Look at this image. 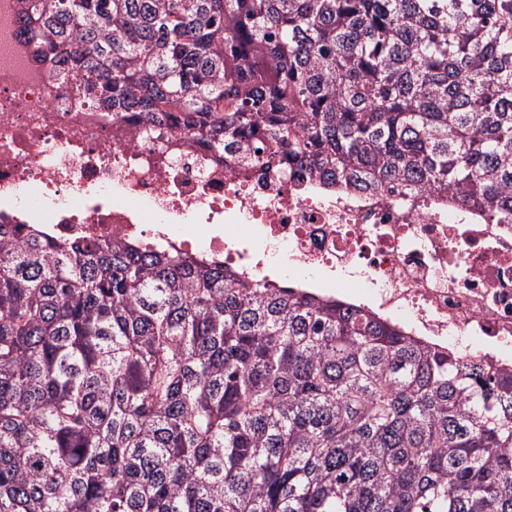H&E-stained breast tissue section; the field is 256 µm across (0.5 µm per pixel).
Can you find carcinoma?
<instances>
[{
	"mask_svg": "<svg viewBox=\"0 0 512 512\" xmlns=\"http://www.w3.org/2000/svg\"><path fill=\"white\" fill-rule=\"evenodd\" d=\"M104 112L512 222V0H28ZM512 377L134 241L0 231V512H512Z\"/></svg>",
	"mask_w": 512,
	"mask_h": 512,
	"instance_id": "carcinoma-1",
	"label": "carcinoma"
}]
</instances>
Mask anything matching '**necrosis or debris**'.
<instances>
[{"label":"necrosis or debris","mask_w":512,"mask_h":512,"mask_svg":"<svg viewBox=\"0 0 512 512\" xmlns=\"http://www.w3.org/2000/svg\"><path fill=\"white\" fill-rule=\"evenodd\" d=\"M26 8L0 0L1 224L200 256L512 373V224L443 191L243 170L182 133L113 120L39 61Z\"/></svg>","instance_id":"necrosis-or-debris-1"}]
</instances>
